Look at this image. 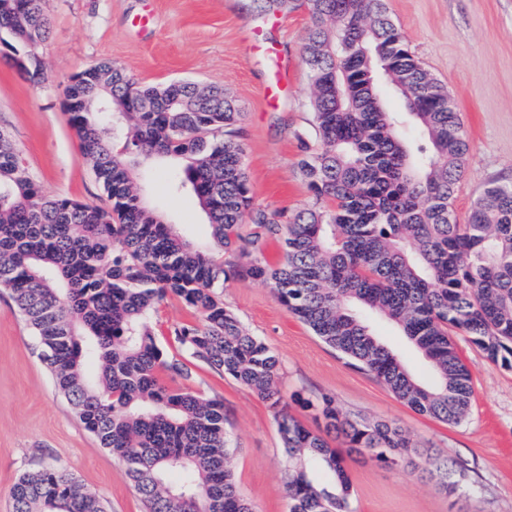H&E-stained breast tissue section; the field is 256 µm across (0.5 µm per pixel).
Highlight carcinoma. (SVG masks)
<instances>
[{
    "mask_svg": "<svg viewBox=\"0 0 512 512\" xmlns=\"http://www.w3.org/2000/svg\"><path fill=\"white\" fill-rule=\"evenodd\" d=\"M253 2L260 13L304 7L310 16L303 53L323 148L300 165L315 202L287 224L253 204L235 139L244 113L223 90L141 85L100 63L64 94L81 159L108 206L45 193L0 129V286L12 290L75 417L123 461L145 512H253L229 467L224 401L163 380L192 378L188 363L164 352L152 322L170 295L196 315L171 330L179 347L256 392L273 413L290 462L289 512H352L351 480L344 455L325 438L331 433L349 455L423 464L454 494L456 470L423 457L392 422L351 416L327 396L296 398L319 413L325 434L290 415L276 355L224 307L219 289L231 276L270 285L351 365L414 411L458 424L473 386L452 334L492 362L512 358V184L489 182L468 221L457 222L467 133L386 0ZM3 32L12 55L34 51L48 33V0H0ZM382 84L403 97L405 111L386 106ZM144 99L154 111L131 105ZM163 158L182 164L179 186L207 216L211 247L183 238L145 205L135 172ZM246 222L252 228L243 234ZM268 239L283 248L275 267L256 256ZM365 310L391 321L430 361L432 383L376 336ZM11 497L13 512H108L99 495L53 467L22 475Z\"/></svg>",
    "mask_w": 512,
    "mask_h": 512,
    "instance_id": "1",
    "label": "carcinoma"
}]
</instances>
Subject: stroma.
I'll return each instance as SVG.
<instances>
[{
    "instance_id": "stroma-1",
    "label": "stroma",
    "mask_w": 512,
    "mask_h": 512,
    "mask_svg": "<svg viewBox=\"0 0 512 512\" xmlns=\"http://www.w3.org/2000/svg\"><path fill=\"white\" fill-rule=\"evenodd\" d=\"M246 0H50V29L38 43L48 78L30 81L0 45V129L21 151L30 176L48 194L102 206L106 195L80 158L68 122L63 85L99 63L136 81L189 80L224 87L244 110L239 140L255 206L288 222L312 195L300 169L301 143L318 149L303 61L306 11H248ZM413 54L444 85L460 113L469 151L455 192V215L466 223L473 202L495 178L512 180V0H386ZM179 164L141 169L148 204L195 244L209 245L207 217L189 190L174 191ZM224 304L279 360L278 386L289 412L313 432L323 426L295 395L327 394L353 416L402 427L412 443L464 469L463 487L448 496L421 472L350 457L353 512H512V367L488 361L456 337L473 380L469 418L448 424L416 413L372 375L347 363L283 306L271 288L250 278L224 283ZM377 336L421 381L432 368L383 317ZM192 391L223 400L237 487L255 512H288V459L277 422L251 389L204 365ZM56 467L102 497L110 512H143L123 462L101 448L57 391L37 339L9 288L0 287V512H12L10 491L24 473Z\"/></svg>"
}]
</instances>
